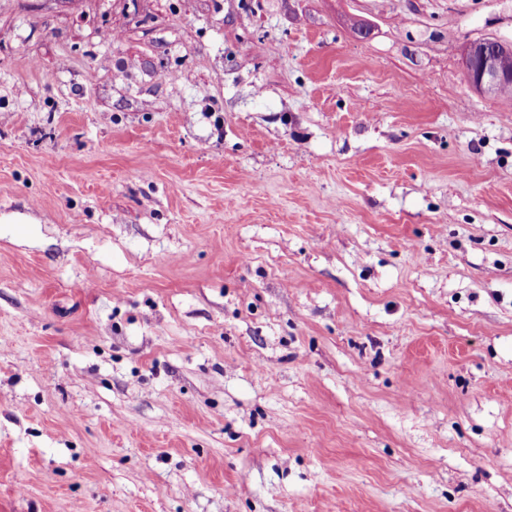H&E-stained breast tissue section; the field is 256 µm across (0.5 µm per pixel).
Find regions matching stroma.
<instances>
[{"label": "stroma", "mask_w": 512, "mask_h": 512, "mask_svg": "<svg viewBox=\"0 0 512 512\" xmlns=\"http://www.w3.org/2000/svg\"><path fill=\"white\" fill-rule=\"evenodd\" d=\"M488 37L512 0H0V512H512ZM508 46L496 39H486L468 46L462 57L466 82L478 92H495L500 86L512 80L497 65V52L506 51Z\"/></svg>", "instance_id": "obj_1"}]
</instances>
